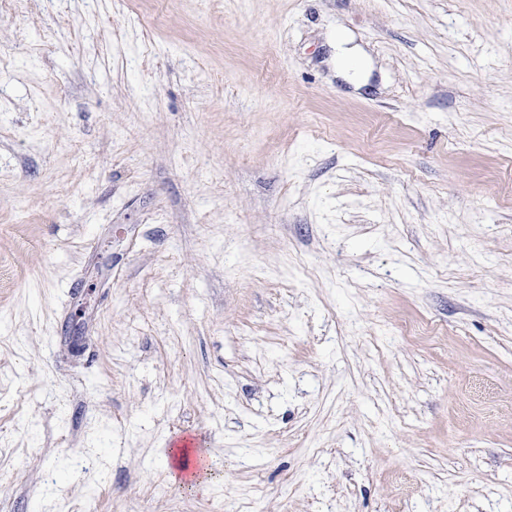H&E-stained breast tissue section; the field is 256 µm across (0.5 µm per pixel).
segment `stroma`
I'll return each instance as SVG.
<instances>
[{"label": "stroma", "mask_w": 512, "mask_h": 512, "mask_svg": "<svg viewBox=\"0 0 512 512\" xmlns=\"http://www.w3.org/2000/svg\"><path fill=\"white\" fill-rule=\"evenodd\" d=\"M8 224L0 512H512V0H0ZM336 43L338 48L336 63L351 80L360 79L364 70L363 61L353 48L346 47L348 41L344 36H339Z\"/></svg>", "instance_id": "1"}]
</instances>
